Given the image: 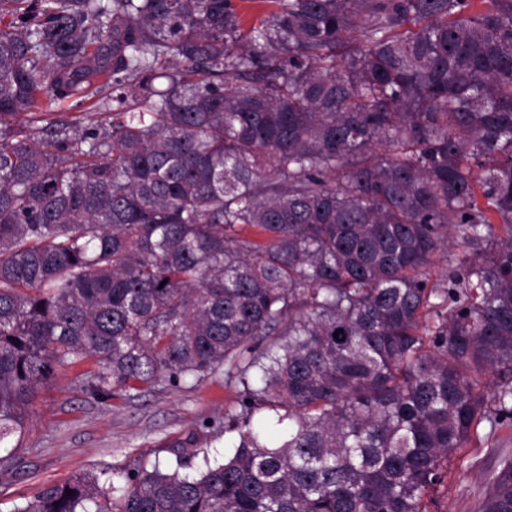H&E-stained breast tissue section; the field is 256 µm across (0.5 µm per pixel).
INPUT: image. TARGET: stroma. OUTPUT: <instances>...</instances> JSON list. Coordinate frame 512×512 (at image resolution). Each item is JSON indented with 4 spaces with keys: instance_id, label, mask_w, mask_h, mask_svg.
I'll return each mask as SVG.
<instances>
[{
    "instance_id": "1",
    "label": "stroma",
    "mask_w": 512,
    "mask_h": 512,
    "mask_svg": "<svg viewBox=\"0 0 512 512\" xmlns=\"http://www.w3.org/2000/svg\"><path fill=\"white\" fill-rule=\"evenodd\" d=\"M92 360L59 367L52 384L36 397L14 454L16 464L0 476V512H13L40 487L61 484L91 473L101 485L123 469L151 467L170 460V448L196 431H204L201 448L222 457L224 413L240 400L227 387L223 371L199 383L177 387L162 382L133 396L99 402L85 389L96 371ZM512 455V425H504L489 441H477L451 461L448 483L435 491L428 512H474V499L500 454Z\"/></svg>"
}]
</instances>
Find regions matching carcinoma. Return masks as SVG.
Returning a JSON list of instances; mask_svg holds the SVG:
<instances>
[{"instance_id":"1","label":"carcinoma","mask_w":512,"mask_h":512,"mask_svg":"<svg viewBox=\"0 0 512 512\" xmlns=\"http://www.w3.org/2000/svg\"><path fill=\"white\" fill-rule=\"evenodd\" d=\"M271 3L0 0V444L86 359L243 387L223 462L15 512H426L512 419V0ZM266 1L268 0H233V3L245 22L250 25L273 10V4Z\"/></svg>"}]
</instances>
